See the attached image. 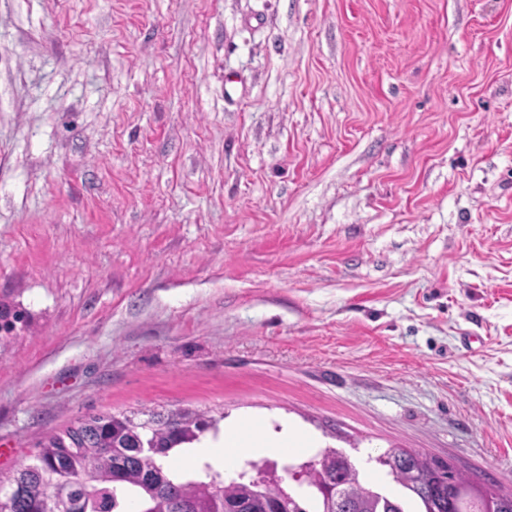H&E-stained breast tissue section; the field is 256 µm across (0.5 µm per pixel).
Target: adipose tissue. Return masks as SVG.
I'll use <instances>...</instances> for the list:
<instances>
[{
  "mask_svg": "<svg viewBox=\"0 0 512 512\" xmlns=\"http://www.w3.org/2000/svg\"><path fill=\"white\" fill-rule=\"evenodd\" d=\"M313 438L292 430L271 434L263 430L244 431L238 425L225 427L222 439L214 445H205L188 449L185 460L193 464L208 461L232 471L240 460L250 454H266L285 457L296 450L314 447Z\"/></svg>",
  "mask_w": 512,
  "mask_h": 512,
  "instance_id": "1",
  "label": "adipose tissue"
}]
</instances>
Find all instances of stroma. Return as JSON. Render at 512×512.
<instances>
[{
  "label": "stroma",
  "mask_w": 512,
  "mask_h": 512,
  "mask_svg": "<svg viewBox=\"0 0 512 512\" xmlns=\"http://www.w3.org/2000/svg\"><path fill=\"white\" fill-rule=\"evenodd\" d=\"M144 406L512 492V0H0V471Z\"/></svg>",
  "instance_id": "35a3bbf8"
}]
</instances>
